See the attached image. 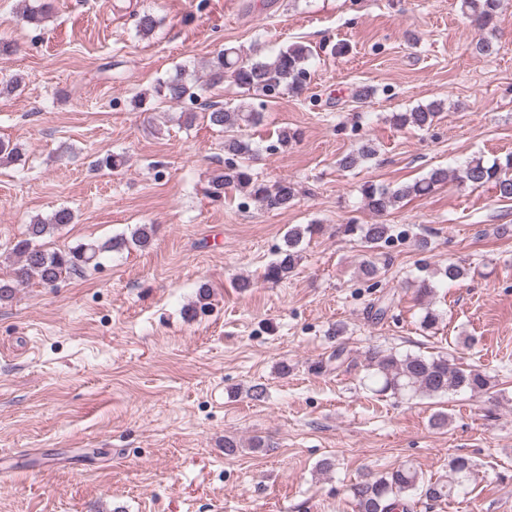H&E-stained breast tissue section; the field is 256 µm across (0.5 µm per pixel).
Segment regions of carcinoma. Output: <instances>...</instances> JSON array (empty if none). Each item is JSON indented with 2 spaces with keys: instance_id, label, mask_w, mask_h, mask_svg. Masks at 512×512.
<instances>
[{
  "instance_id": "obj_1",
  "label": "carcinoma",
  "mask_w": 512,
  "mask_h": 512,
  "mask_svg": "<svg viewBox=\"0 0 512 512\" xmlns=\"http://www.w3.org/2000/svg\"><path fill=\"white\" fill-rule=\"evenodd\" d=\"M500 0H462L461 8L472 25L480 32L494 28V20ZM51 12V4L41 2L27 5L22 19L33 27H39ZM311 49L303 44H293L279 50L272 58L243 57L238 49L227 47L209 61L204 84L183 76L159 80L154 85L155 96L172 103L196 105L203 86L216 87L229 77L242 90L240 102L231 107L210 105L205 117L209 124L224 132V166L219 168L208 182L207 195L214 201L224 198L228 188L245 190L265 211H278L292 206L296 197L294 184L286 179L267 183L258 179L247 164L253 154L251 143L240 135L242 126L255 125L261 119L265 99L278 95L300 94L306 89L310 72L307 62ZM443 109L442 103L432 102L410 112H396L393 124L399 128L413 126L430 128ZM376 149L371 141L363 142L355 151L339 160L340 167L352 169L372 158ZM22 148L9 141L0 140V166L21 163ZM462 184L477 188L492 185L499 198L512 200V157L505 163L486 162L482 157H472L454 172ZM448 180V170L437 168L426 177L413 183L394 187L364 183L360 192L365 208L383 214L397 203L412 196H426ZM75 221V213L68 207L59 208L50 215L39 214L30 218L23 236L14 241L11 255L14 257L10 278L0 280V302L13 298L15 288L36 279L53 286L59 281L80 276L90 265H97L106 251H121L134 247L145 250L152 244L155 225L141 224L128 237H114L105 243H79L73 247L56 248L46 239ZM319 224L296 225L288 230L277 258L266 267L263 279L278 282L293 273L302 260L299 246L303 239L319 233ZM339 232L354 237L370 249H377L392 240L390 224H343ZM367 380L375 385V391L393 395L438 396L449 392H483L491 388V380L483 371L463 367L442 354H399L372 351L367 358ZM448 482L424 481L419 472L407 465L387 471L378 477L353 485L351 494L356 512H397L406 508L405 501L418 491L429 500L453 498L468 480L472 465L469 459L455 456L448 460Z\"/></svg>"
}]
</instances>
